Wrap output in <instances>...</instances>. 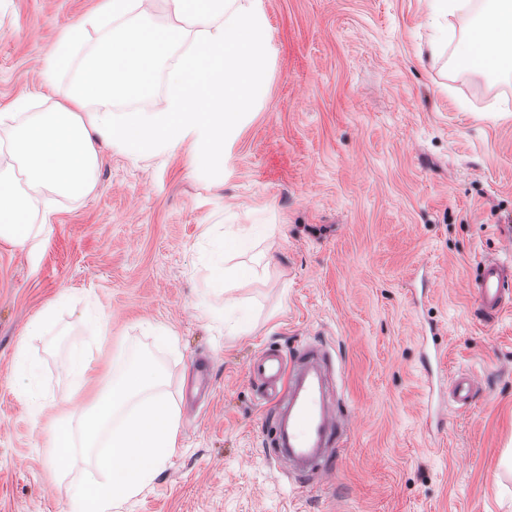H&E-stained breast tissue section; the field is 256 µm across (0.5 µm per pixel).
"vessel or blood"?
<instances>
[{"label":"vessel or blood","instance_id":"obj_1","mask_svg":"<svg viewBox=\"0 0 512 512\" xmlns=\"http://www.w3.org/2000/svg\"><path fill=\"white\" fill-rule=\"evenodd\" d=\"M474 293L480 316L497 319L512 304V268L496 259L483 262ZM331 362L323 345L303 342L289 353L266 347L248 365L262 404L273 411V455L306 462L322 478L332 471V449L347 445V425L324 387L323 370ZM451 396L472 407L478 396L474 377L457 375Z\"/></svg>","mask_w":512,"mask_h":512}]
</instances>
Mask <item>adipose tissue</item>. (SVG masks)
<instances>
[{
    "mask_svg": "<svg viewBox=\"0 0 512 512\" xmlns=\"http://www.w3.org/2000/svg\"><path fill=\"white\" fill-rule=\"evenodd\" d=\"M170 19L153 23L144 0H102L98 11L71 25L58 40L47 73L76 70L65 102L48 112H1L0 240L26 248L44 232L53 211L48 193L82 198L94 188L102 147L137 156L190 145L214 163L243 112L266 85L267 20L261 0H163ZM441 55L457 18H467L454 58L467 71L512 77V0H430ZM195 35L172 73L161 109L115 121L112 107L151 98L162 62L186 29ZM99 39L85 46L88 30ZM239 238L220 239L209 265L215 287L232 290L240 278L260 277L255 266H228L227 252L246 251ZM154 350H132L112 365L78 424L57 419L47 436L56 466L85 457L97 477L66 485L70 512H112L136 497L174 454L180 409L170 396L156 350H172L175 336L147 326Z\"/></svg>",
    "mask_w": 512,
    "mask_h": 512,
    "instance_id": "obj_1",
    "label": "adipose tissue"
}]
</instances>
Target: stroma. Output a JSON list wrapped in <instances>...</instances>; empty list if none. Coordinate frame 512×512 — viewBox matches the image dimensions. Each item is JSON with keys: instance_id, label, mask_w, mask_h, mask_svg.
<instances>
[{"instance_id": "35a3bbf8", "label": "stroma", "mask_w": 512, "mask_h": 512, "mask_svg": "<svg viewBox=\"0 0 512 512\" xmlns=\"http://www.w3.org/2000/svg\"><path fill=\"white\" fill-rule=\"evenodd\" d=\"M100 0H0V109L32 96L33 70ZM269 79L219 165L187 148L105 150L93 192L53 196L29 251L0 241V512H69L58 483L96 473L51 462L46 431L87 395L60 362L109 316L93 348L161 352L181 410L162 472L118 512H512V309L474 315L483 258L512 259V80L419 59L429 0H263ZM264 225L265 276L213 295L207 253ZM57 323L26 336L48 305ZM323 343L349 421L332 477L308 489L267 454L271 424L247 374L267 345ZM50 399L17 398L19 343ZM470 373L469 410L448 379Z\"/></svg>"}]
</instances>
